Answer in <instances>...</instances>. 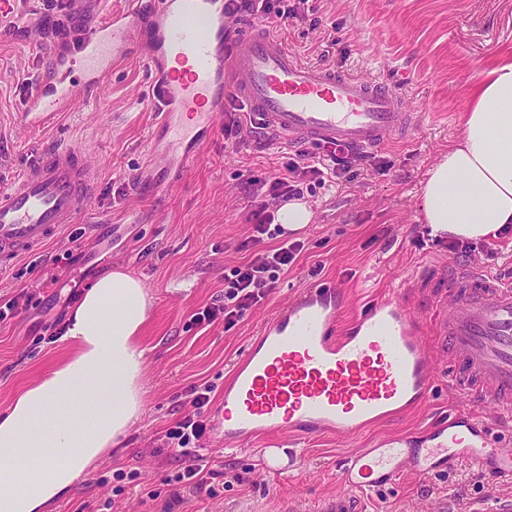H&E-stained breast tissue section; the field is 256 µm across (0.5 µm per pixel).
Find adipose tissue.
Returning <instances> with one entry per match:
<instances>
[{"label": "adipose tissue", "mask_w": 512, "mask_h": 512, "mask_svg": "<svg viewBox=\"0 0 512 512\" xmlns=\"http://www.w3.org/2000/svg\"><path fill=\"white\" fill-rule=\"evenodd\" d=\"M420 209L436 238L512 233V62L482 72L457 145L426 172ZM147 320L146 287L123 269L87 288L65 333L74 352L0 414V512H47L139 420Z\"/></svg>", "instance_id": "adipose-tissue-1"}]
</instances>
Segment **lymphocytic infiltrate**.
I'll return each instance as SVG.
<instances>
[{
	"label": "lymphocytic infiltrate",
	"instance_id": "1",
	"mask_svg": "<svg viewBox=\"0 0 512 512\" xmlns=\"http://www.w3.org/2000/svg\"><path fill=\"white\" fill-rule=\"evenodd\" d=\"M308 0H225L224 13L228 16H251L271 23L302 21L306 18ZM376 158L341 146H319L317 151H299L296 160L288 162L287 176L271 182H258L257 192L261 203L247 217L253 226L250 239L256 252L247 262L230 269L224 276V296L199 308L192 314L194 326H208L216 321L234 325L248 310L266 298L277 287L282 275L287 272L303 245L298 241H287L282 237L281 227L275 226L270 202H285L303 197L304 193L329 186L343 179H351L356 170L364 165L375 164ZM277 240L276 248L261 251L265 240ZM212 388L208 385L191 386L188 391L192 415L176 421L162 436L165 446L174 454L187 457L188 463L174 474L167 476L163 488H144L143 493L151 499L167 494L170 499L180 500L182 492L206 491L215 495L202 465L193 462L191 455L206 437L209 426L201 411L211 402Z\"/></svg>",
	"mask_w": 512,
	"mask_h": 512
}]
</instances>
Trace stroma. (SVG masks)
<instances>
[{
    "mask_svg": "<svg viewBox=\"0 0 512 512\" xmlns=\"http://www.w3.org/2000/svg\"><path fill=\"white\" fill-rule=\"evenodd\" d=\"M58 2L43 0L40 13L25 14L18 28L0 37V177L13 176L35 145L56 134L91 145L97 195L78 223L0 272L1 300L23 288L34 295L22 313L0 323V412L72 353V342L44 340L42 326L67 319L99 277L121 268L141 278L151 307L138 339L146 351L139 421L48 512H282L286 504L294 512H310L323 496L340 492L338 460L389 436L420 440L449 410L464 407L438 378L424 407L367 424L353 438L277 434L228 449L214 428V405L233 365L265 320L300 290L336 286L347 323L367 302L404 287L427 263L473 265L494 276L512 268L511 238L452 253L446 241L427 235L420 210L425 173L456 142L481 72L512 59V0H313L312 20L281 27V38L303 62L379 79L404 93L422 113V124L377 148L387 170L358 171L309 198L313 220L295 234L305 247L265 300L233 327L218 321L194 329L188 326L191 315L223 295L225 270L251 257L243 247L252 234L245 192L252 181L282 172L283 150L225 139L219 124L186 176L166 192L153 191L159 176L149 163L154 152L162 149L175 158L181 150L158 133L149 99L155 71L139 48L108 74L102 100L63 113L55 132L21 130L16 112L27 78L48 70L55 56L79 50L77 40L40 34L43 23L60 19ZM78 232L83 258L62 270L57 282L46 283V256L61 252ZM204 383L213 387V403L203 410L213 428L199 455L215 472L217 496L187 491L179 502L165 495L142 499L141 487L161 486L183 466L182 458L161 449L159 438L191 413L189 387ZM268 448L295 455L297 468L269 472ZM118 472L138 473L139 481L119 486ZM103 475L109 483H100ZM508 496L512 482L461 458L425 478L404 474L360 499L366 512H470L473 503Z\"/></svg>",
    "mask_w": 512,
    "mask_h": 512,
    "instance_id": "35a3bbf8",
    "label": "stroma"
}]
</instances>
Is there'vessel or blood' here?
I'll return each instance as SVG.
<instances>
[{"instance_id":"b4317fda","label":"vessel or blood","mask_w":512,"mask_h":512,"mask_svg":"<svg viewBox=\"0 0 512 512\" xmlns=\"http://www.w3.org/2000/svg\"><path fill=\"white\" fill-rule=\"evenodd\" d=\"M224 0H131L106 13L84 36L80 80L67 71L36 76L17 114L24 128L53 127L61 113L98 95L115 59L144 37L161 67L157 83L164 117H191L182 169L208 141L224 103L244 105L254 126L288 142L343 143L359 151L413 132L421 120L396 90L373 78L302 62L265 23L234 30ZM89 147L52 140L0 187V265L74 224L96 192ZM443 280L424 314L412 309L419 287ZM410 289L367 303L341 326L336 288H308L264 323L224 384L220 410L224 444L272 433L355 436L364 425L426 404L436 376L435 351L454 364L448 387L474 399L427 432L422 447L406 438L363 448L339 467L345 492L317 512H362L358 493L375 490L404 471L428 475L468 456L492 476L512 481V448L493 424L512 423V282L477 267L432 263L411 277ZM495 411L487 422L484 407Z\"/></svg>"}]
</instances>
